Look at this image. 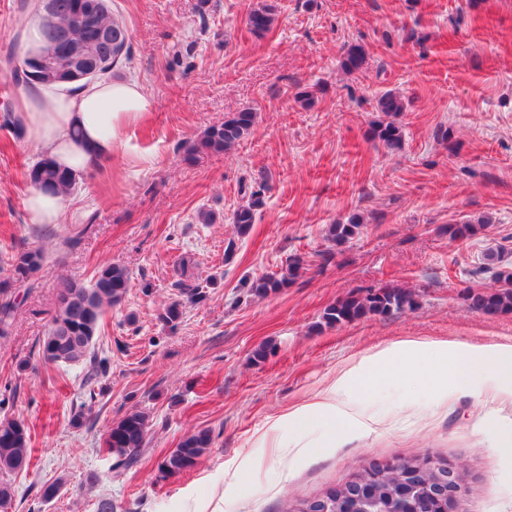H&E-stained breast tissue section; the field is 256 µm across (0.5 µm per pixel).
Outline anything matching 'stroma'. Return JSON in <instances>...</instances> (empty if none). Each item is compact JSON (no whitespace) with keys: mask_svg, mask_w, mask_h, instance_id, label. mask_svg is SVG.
Segmentation results:
<instances>
[{"mask_svg":"<svg viewBox=\"0 0 512 512\" xmlns=\"http://www.w3.org/2000/svg\"><path fill=\"white\" fill-rule=\"evenodd\" d=\"M259 2L208 0L202 10L199 0H115L131 60L113 77L136 80L153 109L78 180L73 217L94 229L64 250L65 225L33 223L25 208L24 173L40 150L16 118L23 0H0V258L19 245L54 254L0 340V395L15 390L9 410L32 430L10 512H30L39 482L59 476L65 486L42 512H94L101 496L115 512H279L371 462L427 453L468 472L461 512H512V384L454 377L463 349L512 358V313L465 301L496 284L487 254L512 253V0H272L276 20L261 37L246 23ZM355 44L365 63L349 73L340 59ZM305 89L308 108L296 99ZM389 90L406 103L398 150L371 132ZM244 108L256 123L236 149L188 155L207 127ZM259 182L265 204L237 236L232 213ZM203 209L215 223L199 222ZM353 213L360 233L335 247L328 226ZM466 223L473 236L450 238L449 225ZM291 255L306 260L303 274L278 293H249L247 281ZM184 257L217 284L206 301L184 304L172 328L158 315L176 298ZM105 263L126 266L131 287L105 314L97 348L111 369L77 427L81 366L45 383L35 343L62 281L89 282ZM385 285L416 290L417 306L323 323L338 299ZM263 345L272 353L254 362ZM357 373L366 387L347 409L367 427L302 420L306 405L333 400ZM135 409L149 416L147 446L136 468L108 477L103 439ZM203 428L210 451L158 479L163 457ZM91 470L104 475L93 488Z\"/></svg>","mask_w":512,"mask_h":512,"instance_id":"obj_1","label":"stroma"}]
</instances>
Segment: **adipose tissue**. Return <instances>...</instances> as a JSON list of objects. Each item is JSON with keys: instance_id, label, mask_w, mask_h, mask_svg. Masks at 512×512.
<instances>
[{"instance_id": "obj_1", "label": "adipose tissue", "mask_w": 512, "mask_h": 512, "mask_svg": "<svg viewBox=\"0 0 512 512\" xmlns=\"http://www.w3.org/2000/svg\"><path fill=\"white\" fill-rule=\"evenodd\" d=\"M150 107L151 100L140 85L105 75L73 93L41 87L23 91L19 118L45 154L79 176L90 159L111 157L126 127ZM69 207L70 199L63 193L36 189L26 199V209L38 224L59 223ZM488 371L512 380V360L496 354H457L460 379Z\"/></svg>"}]
</instances>
